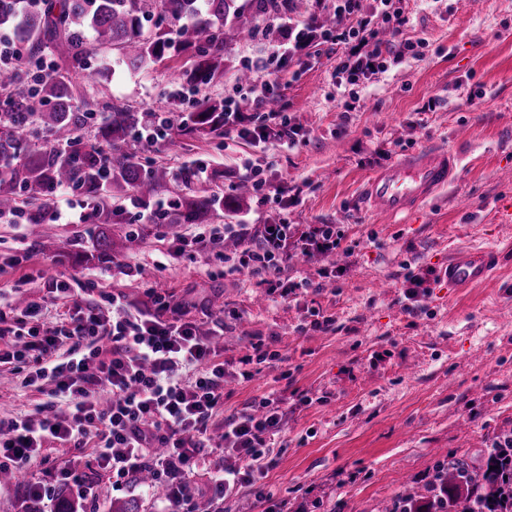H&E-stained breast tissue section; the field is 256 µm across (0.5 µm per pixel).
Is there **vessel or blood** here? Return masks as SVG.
Returning a JSON list of instances; mask_svg holds the SVG:
<instances>
[{
    "label": "vessel or blood",
    "mask_w": 512,
    "mask_h": 512,
    "mask_svg": "<svg viewBox=\"0 0 512 512\" xmlns=\"http://www.w3.org/2000/svg\"><path fill=\"white\" fill-rule=\"evenodd\" d=\"M460 163V156L451 149H420L367 176L362 185L364 203L370 212L389 220L413 215L448 187ZM499 259L494 248L456 250L445 269L449 287H479L495 274Z\"/></svg>",
    "instance_id": "vessel-or-blood-1"
}]
</instances>
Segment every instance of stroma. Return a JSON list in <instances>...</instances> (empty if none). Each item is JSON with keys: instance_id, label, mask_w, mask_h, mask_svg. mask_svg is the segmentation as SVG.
I'll use <instances>...</instances> for the list:
<instances>
[{"instance_id": "obj_1", "label": "stroma", "mask_w": 512, "mask_h": 512, "mask_svg": "<svg viewBox=\"0 0 512 512\" xmlns=\"http://www.w3.org/2000/svg\"><path fill=\"white\" fill-rule=\"evenodd\" d=\"M278 4L277 18L258 19L251 38L226 48L223 80L200 95H232L237 69L270 58L279 106L305 134L297 148L285 150L273 139L261 153L244 140L214 136L183 138L172 151L165 139L135 134L124 150L167 169L170 179L159 195L166 203L188 191L229 196L246 182L247 165L257 166L270 186L285 184L297 195L289 223L341 226L335 263L343 277L294 300L272 298L250 274L225 275L218 254L232 250L231 241L204 245L206 264L175 255V240L196 227L163 218L113 225L112 258L101 260L94 247L97 219L83 192L68 190L48 199L56 217L50 233L28 223L25 203L19 214L0 218V309L42 297L43 321L55 324L66 310L63 300L48 296L55 279L70 283L77 302L112 291L142 300L154 289L192 304L191 318L203 333L220 335L224 349L220 417L271 394L304 391L309 401L289 404L274 437L261 480L271 500L248 487L216 499L213 477L234 459L207 448L186 477L189 512H269L274 500L291 512H383L399 495L422 489L440 458L480 467L494 442L512 432V0H391L405 22L381 37L414 49L357 86L349 113L336 89L341 46H315L304 64L271 58L284 22L335 15L330 0ZM335 17L337 30L350 27L351 18ZM102 62L108 68L101 72ZM189 64L182 53L132 72L111 51L72 79L92 104L175 116L183 107L171 98L169 74ZM426 145L461 154L454 182L398 223L370 214L360 203L365 176ZM199 163L207 167L202 180L190 175ZM279 218L274 205L254 195L239 208L217 209L210 221L272 224ZM471 245L499 248L500 269L478 288L451 289L443 277L448 258ZM429 268L440 280L424 300L426 311L408 313L404 277ZM316 312L332 319L330 330H309ZM258 338L278 357L246 380L240 361ZM24 377L0 367V418L44 402ZM96 444L93 436L81 449L55 444L45 449V461L32 464L27 481L46 491L42 512H55L63 485L77 512H109L111 502L130 498L141 512H168L169 501L148 488L114 485L111 473L97 466ZM62 467L81 482H62Z\"/></svg>"}]
</instances>
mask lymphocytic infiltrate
I'll return each instance as SVG.
<instances>
[{
	"label": "lymphocytic infiltrate",
	"instance_id": "1",
	"mask_svg": "<svg viewBox=\"0 0 512 512\" xmlns=\"http://www.w3.org/2000/svg\"><path fill=\"white\" fill-rule=\"evenodd\" d=\"M335 9L355 17V26L335 34L317 31L310 21L296 23L277 51L279 60L304 58L321 41L343 43L336 77L349 86L400 62L401 51L379 39L363 0H336ZM252 71L248 107L230 97L224 101L225 135L259 149L272 137L283 147L295 148L299 129L286 113L269 107L273 87L266 77V59H257ZM227 236L238 237L242 248L225 255V274L250 272L261 277L270 294L283 299L313 286L310 279L289 275L291 253L324 260L319 277L342 274L329 263L344 238L335 224H264L255 229L203 224L192 236L179 238L176 251L184 254ZM183 309L172 295L152 291L138 302L117 292L100 302L78 304L74 317L46 328L39 324L41 301H28L18 320L0 312V365L29 369L32 382L50 386L46 402L33 413L0 419V468L25 469L51 443L83 447L93 430L101 441V466L127 482L145 471L166 475L172 486L171 512H182L190 497L182 476L198 465L203 449L217 438L244 464L216 478V497L256 485L269 451L267 437L282 426V399L262 398L258 412L226 418L220 435L212 436L210 422L224 404V364L210 338L184 319ZM62 346L67 355L59 360L55 353ZM191 370L197 376L190 381L184 374Z\"/></svg>",
	"mask_w": 512,
	"mask_h": 512
}]
</instances>
